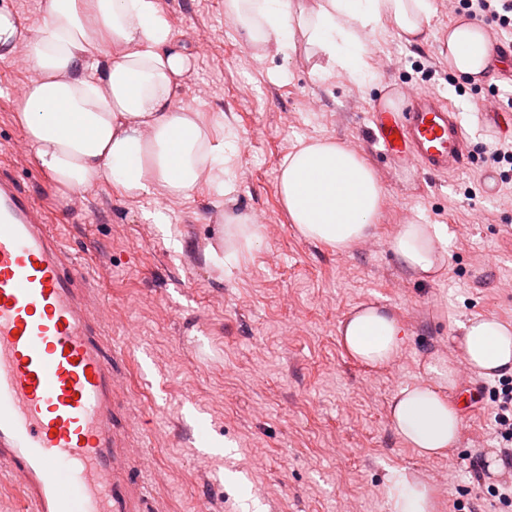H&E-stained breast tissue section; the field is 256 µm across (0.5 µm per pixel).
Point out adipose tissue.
<instances>
[{
    "mask_svg": "<svg viewBox=\"0 0 512 512\" xmlns=\"http://www.w3.org/2000/svg\"><path fill=\"white\" fill-rule=\"evenodd\" d=\"M43 22L31 28L0 8V56L24 51L36 76L18 99L16 118L36 165L62 199L102 183L130 197L186 196L200 183L218 196L235 191L237 140L214 139L198 113L180 101L193 54L177 41L157 0H41ZM224 12L258 58L304 47L321 77L342 71L356 83L370 75L377 28L409 42L426 39L431 0H224ZM448 67L474 80L493 55L482 27L459 18L448 27ZM278 193L291 224L307 239L350 250L374 234L386 195L363 154L335 139L300 142L284 159ZM437 225H399L390 239L398 259L424 276L442 268ZM463 356L475 372L512 375V325L494 317L464 323ZM339 332L345 348L369 365L397 357L405 330L386 307L349 315ZM423 381L406 386L390 406L400 439L420 455L453 447L461 415L446 393L454 364L432 357Z\"/></svg>",
    "mask_w": 512,
    "mask_h": 512,
    "instance_id": "adipose-tissue-1",
    "label": "adipose tissue"
}]
</instances>
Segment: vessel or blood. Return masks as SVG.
I'll use <instances>...</instances> for the list:
<instances>
[{
    "mask_svg": "<svg viewBox=\"0 0 512 512\" xmlns=\"http://www.w3.org/2000/svg\"><path fill=\"white\" fill-rule=\"evenodd\" d=\"M373 111L381 152L441 175L470 160L454 112L426 88ZM90 275L44 207L0 170V464L31 512H141L114 430L112 351Z\"/></svg>",
    "mask_w": 512,
    "mask_h": 512,
    "instance_id": "obj_1",
    "label": "vessel or blood"
}]
</instances>
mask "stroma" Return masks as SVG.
<instances>
[{"label": "stroma", "mask_w": 512, "mask_h": 512, "mask_svg": "<svg viewBox=\"0 0 512 512\" xmlns=\"http://www.w3.org/2000/svg\"><path fill=\"white\" fill-rule=\"evenodd\" d=\"M195 64L181 100L216 137L235 136L234 213L260 219V240L238 247L214 209L212 187L165 201L168 223L146 220L156 203L104 184L64 201L32 160L16 120L27 68L0 59V163L58 224L106 302L101 327L117 371V424L143 477L145 512H391L401 478L431 487L436 512H499L512 472L473 475V458L498 453L494 405L480 392L495 376L462 372L449 392L462 423L454 448L424 457L396 435L393 397L425 376L429 357L462 364L461 323L512 324V183L488 196L485 153L512 136V110L482 116L481 99L507 100L503 64L472 82L443 51L455 16L432 0L429 36L407 43L384 27L372 38V76L313 75L304 49L256 59L224 0H158ZM438 58L430 82L421 55ZM428 85L458 113L472 163L433 175L375 152L370 117L389 94ZM332 137L373 166L386 204L373 237L341 253L303 238L278 191L299 140ZM437 224L442 270L427 279L395 256L398 225ZM239 249L220 268L211 254ZM384 305L405 329L393 362L373 367L345 349L339 327L355 309Z\"/></svg>", "instance_id": "stroma-1"}]
</instances>
